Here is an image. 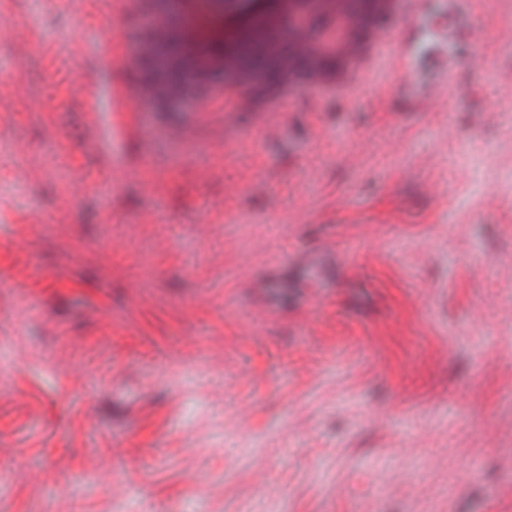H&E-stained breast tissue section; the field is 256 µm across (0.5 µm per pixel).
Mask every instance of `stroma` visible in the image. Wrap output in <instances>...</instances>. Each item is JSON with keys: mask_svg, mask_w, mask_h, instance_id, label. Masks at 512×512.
Instances as JSON below:
<instances>
[{"mask_svg": "<svg viewBox=\"0 0 512 512\" xmlns=\"http://www.w3.org/2000/svg\"><path fill=\"white\" fill-rule=\"evenodd\" d=\"M422 9L449 109L388 57L117 179L81 94L138 13L0 0V512H512V0ZM453 20L445 26L430 25L425 29V37L428 48L437 67H443L448 70L451 62V56L448 52V45L453 35Z\"/></svg>", "mask_w": 512, "mask_h": 512, "instance_id": "stroma-1", "label": "stroma"}]
</instances>
